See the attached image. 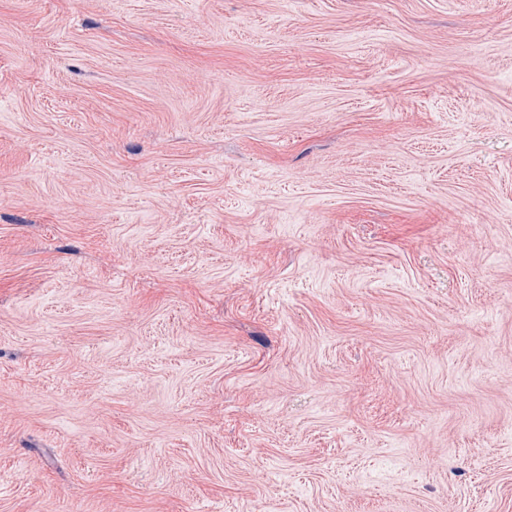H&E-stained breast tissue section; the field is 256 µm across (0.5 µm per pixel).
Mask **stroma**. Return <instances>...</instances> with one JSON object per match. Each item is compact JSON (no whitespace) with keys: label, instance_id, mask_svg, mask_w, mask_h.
<instances>
[{"label":"stroma","instance_id":"obj_1","mask_svg":"<svg viewBox=\"0 0 512 512\" xmlns=\"http://www.w3.org/2000/svg\"><path fill=\"white\" fill-rule=\"evenodd\" d=\"M0 512H512V0H0Z\"/></svg>","mask_w":512,"mask_h":512}]
</instances>
